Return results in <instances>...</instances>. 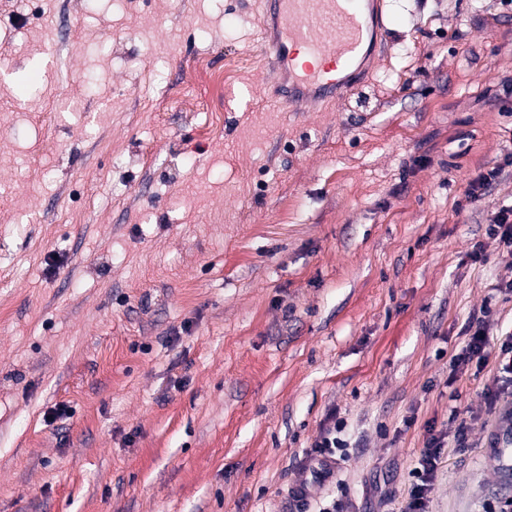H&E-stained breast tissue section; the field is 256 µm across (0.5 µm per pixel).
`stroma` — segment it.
Wrapping results in <instances>:
<instances>
[{
  "label": "stroma",
  "mask_w": 512,
  "mask_h": 512,
  "mask_svg": "<svg viewBox=\"0 0 512 512\" xmlns=\"http://www.w3.org/2000/svg\"><path fill=\"white\" fill-rule=\"evenodd\" d=\"M262 0H0V512H499L512 331V8L385 0L373 69L307 112L272 95ZM224 81L214 96L197 60ZM480 258H472L473 249ZM66 404L71 415L49 421ZM505 171V167H493L487 170L479 171L476 176L469 181L467 196L473 199L480 198L487 186L499 180ZM489 232L504 246L512 249V205L502 206L494 213ZM482 321L476 318L468 327V340L454 359V365H468L475 361L476 367H481L490 355ZM341 440L336 437V424L334 425V436L333 431L328 430L327 433L316 443L314 447V453L316 454V466L317 477L319 483L325 482L331 478L334 474L333 469H328V463L331 462L336 464V459L333 455L336 453V448H341ZM448 432L430 433L419 460V466L412 472V486L402 512H426L428 495L431 493L435 475L445 448Z\"/></svg>",
  "instance_id": "1"
}]
</instances>
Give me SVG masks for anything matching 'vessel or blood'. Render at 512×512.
Instances as JSON below:
<instances>
[{"instance_id": "1", "label": "vessel or blood", "mask_w": 512, "mask_h": 512, "mask_svg": "<svg viewBox=\"0 0 512 512\" xmlns=\"http://www.w3.org/2000/svg\"><path fill=\"white\" fill-rule=\"evenodd\" d=\"M263 36L275 96L288 105L329 102L363 70L383 0H262Z\"/></svg>"}]
</instances>
